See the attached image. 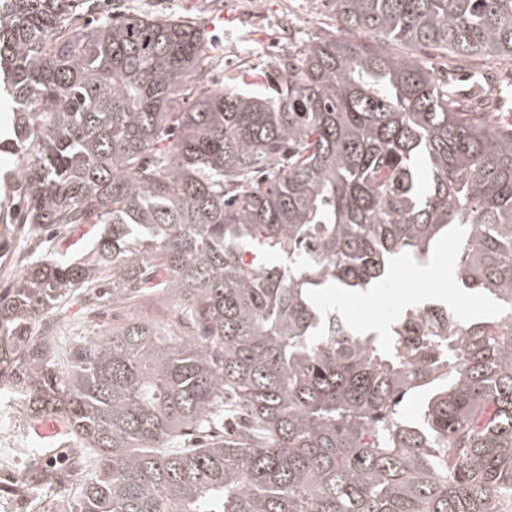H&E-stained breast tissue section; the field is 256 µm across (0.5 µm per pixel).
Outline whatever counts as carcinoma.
I'll return each instance as SVG.
<instances>
[{
  "instance_id": "obj_1",
  "label": "carcinoma",
  "mask_w": 512,
  "mask_h": 512,
  "mask_svg": "<svg viewBox=\"0 0 512 512\" xmlns=\"http://www.w3.org/2000/svg\"><path fill=\"white\" fill-rule=\"evenodd\" d=\"M275 95L210 85L199 28L94 17L99 0H0V81L24 151L18 232L88 226L87 252L23 264L0 294V377L93 470L70 512H503L512 502V124L463 108L378 34L512 58V0H331ZM195 93L180 109V98ZM458 239L456 277L497 306L400 344L336 336L318 289L366 292ZM168 298L72 335L108 297ZM45 322L43 330L36 325ZM419 400L408 416L402 404ZM21 479L38 492L46 471Z\"/></svg>"
}]
</instances>
